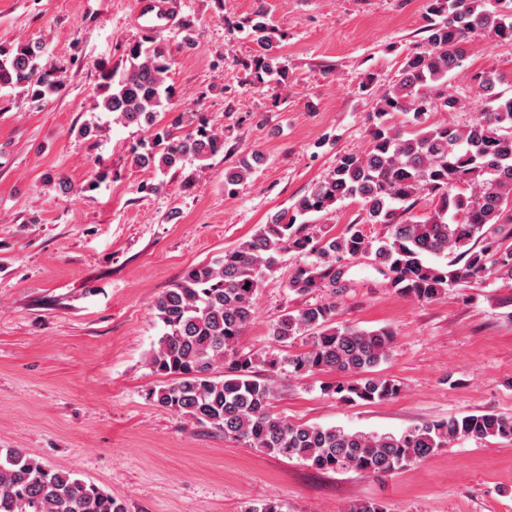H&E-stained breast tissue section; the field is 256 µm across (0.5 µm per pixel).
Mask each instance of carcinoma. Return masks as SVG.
<instances>
[{"label":"carcinoma","mask_w":512,"mask_h":512,"mask_svg":"<svg viewBox=\"0 0 512 512\" xmlns=\"http://www.w3.org/2000/svg\"><path fill=\"white\" fill-rule=\"evenodd\" d=\"M256 45L243 63L254 84L283 89L288 69L274 54L272 23L263 8L237 23ZM424 46L407 54L397 83L376 103L370 144L339 156L327 177L292 205L273 215L238 246L190 267L152 304L163 334L149 365L161 385L154 403L224 432V438L262 452L297 459L324 471L347 470L383 478L420 462L452 442L512 441V419L491 413L451 417L394 433H366L340 426L295 424L275 412L277 391L259 370L288 369L291 376L332 373L324 393L352 405L381 403L401 392L398 381L380 375L394 335L337 321L336 302L324 300L281 315L270 334L282 343L298 338L307 349L285 358L244 353L238 341L256 314L255 297L281 258H307L288 289L307 295L336 286L341 261L372 254L390 274L395 290L432 302L450 288L489 278L512 283V243L497 237L495 224H512V94L498 90L493 71L472 76L473 94L484 107L464 126L427 123L430 112H454L465 102L447 92L448 74L459 68L471 45L483 38L512 43V0H429ZM43 47L32 41L0 44V89L19 90L39 101L61 85L43 68ZM172 55L168 35L132 43L120 77L103 75L107 95L96 107L115 121L144 127L149 138L133 147L132 165L167 173L187 160H205L224 150L223 134L195 112L175 109L178 92L167 83ZM248 159L224 175V192L235 195L252 173ZM432 203L422 220L408 217L420 195ZM347 200L362 204L369 224L385 235L369 239L358 224L340 235L309 231ZM0 512H128L127 505L70 471L49 470L22 451L0 462Z\"/></svg>","instance_id":"1"}]
</instances>
